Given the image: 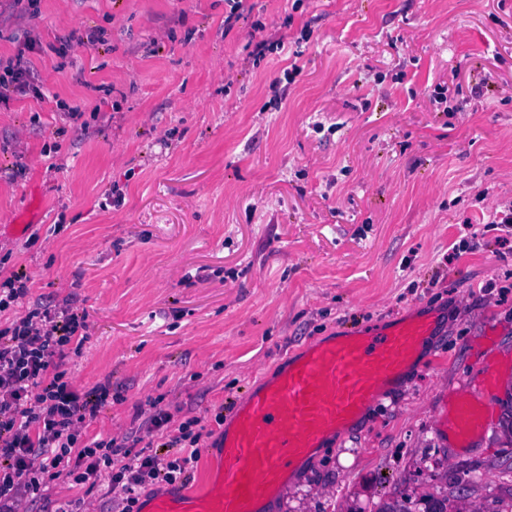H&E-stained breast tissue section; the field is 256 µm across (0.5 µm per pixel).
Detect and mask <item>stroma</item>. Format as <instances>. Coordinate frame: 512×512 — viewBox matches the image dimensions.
<instances>
[{
    "label": "stroma",
    "mask_w": 512,
    "mask_h": 512,
    "mask_svg": "<svg viewBox=\"0 0 512 512\" xmlns=\"http://www.w3.org/2000/svg\"><path fill=\"white\" fill-rule=\"evenodd\" d=\"M261 15L287 23L260 35ZM74 29L100 40L65 46ZM264 37L285 49L257 64ZM19 54L40 91L0 103V225L38 212L0 235V278L26 270L31 299L89 312L66 363L112 398L88 436L201 417L185 481L211 487L215 416L247 385L346 328L434 311L424 360L288 476L275 512L512 507V224L488 221L512 204V0H246L229 30L224 0H39L34 16L0 0V59ZM451 82L458 111L431 105ZM486 360L488 424L454 434L441 419ZM109 479H57L23 508L112 512Z\"/></svg>",
    "instance_id": "1"
}]
</instances>
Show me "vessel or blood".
<instances>
[{"label": "vessel or blood", "mask_w": 512, "mask_h": 512, "mask_svg": "<svg viewBox=\"0 0 512 512\" xmlns=\"http://www.w3.org/2000/svg\"><path fill=\"white\" fill-rule=\"evenodd\" d=\"M435 328L432 317L416 313L387 332L357 328L287 357L274 380L246 388L225 424L219 483L204 493L176 489L155 499L151 512H258L288 470L401 381ZM483 422L469 399L458 403L456 430Z\"/></svg>", "instance_id": "obj_1"}]
</instances>
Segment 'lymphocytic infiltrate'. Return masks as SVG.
I'll return each mask as SVG.
<instances>
[{"mask_svg":"<svg viewBox=\"0 0 512 512\" xmlns=\"http://www.w3.org/2000/svg\"><path fill=\"white\" fill-rule=\"evenodd\" d=\"M30 282L22 270L0 280V313L16 315L0 328V512H20L23 501L47 497L52 480L83 484L104 468L121 512H131L145 485L173 483L197 460L201 419L170 428L166 455L142 445L144 434L169 427L162 413L121 439L88 438L111 394L107 383L79 391L66 367L71 346L89 337V313L53 294L30 301Z\"/></svg>","mask_w":512,"mask_h":512,"instance_id":"f902f5d3","label":"lymphocytic infiltrate"}]
</instances>
